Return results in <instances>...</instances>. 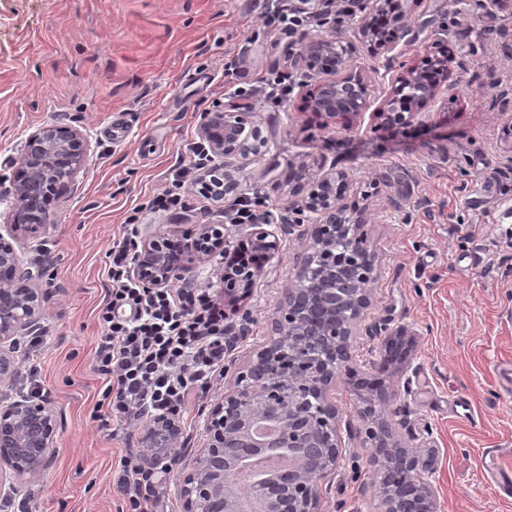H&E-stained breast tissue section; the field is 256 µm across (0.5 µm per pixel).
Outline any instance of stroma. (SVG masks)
Returning a JSON list of instances; mask_svg holds the SVG:
<instances>
[{"label": "stroma", "mask_w": 512, "mask_h": 512, "mask_svg": "<svg viewBox=\"0 0 512 512\" xmlns=\"http://www.w3.org/2000/svg\"><path fill=\"white\" fill-rule=\"evenodd\" d=\"M264 0H0V175L37 126L78 122L91 152L77 173L56 228L28 243L26 263L47 270L41 344L22 342L16 374L0 400L17 399L36 372L57 420L58 451L33 479L7 478L29 512H122L114 479L121 457L137 454L146 423L125 427L92 417L102 381L92 357L98 309L110 282L112 246L135 206L168 188L188 162L202 112L245 107L268 141L241 171L246 198H264L275 223H293L289 166H337L348 175V205L363 209L378 272L369 322L404 328L414 339L404 372L368 369L381 340L361 330L351 366L397 384L408 378L398 433L440 456L439 512H512L486 467L512 474V391L498 370L512 368V165L501 127L512 109V10L490 0H412L413 41L402 59L446 46L457 96L447 117L400 130L349 132L303 108V91L269 94L262 77L286 70L287 50L327 26L274 29ZM353 69L379 101L398 65L360 50ZM183 208L143 212L141 223L182 242L190 225L222 221L223 203L182 188ZM302 249L283 235L278 258L264 263L252 299L229 309L246 324L248 344L266 339L281 291ZM223 384L198 393L180 415L185 456L201 446V425ZM342 440L359 452L362 394L339 380L334 392ZM378 487L365 461H344L324 484V512H373Z\"/></svg>", "instance_id": "stroma-1"}]
</instances>
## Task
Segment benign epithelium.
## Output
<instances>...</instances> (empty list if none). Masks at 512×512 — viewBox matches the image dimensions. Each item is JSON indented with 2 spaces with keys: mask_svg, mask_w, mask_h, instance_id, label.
Returning a JSON list of instances; mask_svg holds the SVG:
<instances>
[{
  "mask_svg": "<svg viewBox=\"0 0 512 512\" xmlns=\"http://www.w3.org/2000/svg\"><path fill=\"white\" fill-rule=\"evenodd\" d=\"M390 0H374L354 39L334 25L325 35L305 36L288 54L299 85L314 83L310 107L348 130L370 117L380 129L406 128L430 119L425 108L448 113L453 101L448 72L454 60L427 55L405 64L377 106H372L369 82L352 72L356 45L395 57L402 40L412 33L408 0H400L390 15L391 35L375 24V16ZM411 88L415 94L408 95ZM245 112L218 107L202 113L199 146L209 157L200 174L203 189L210 173L224 177L214 197L219 202L242 198V161L259 146L241 138ZM90 151L80 126L55 122L37 127L19 148L12 179H0V203L11 200L9 220L0 225V383L16 371L14 350L19 337L30 332L44 313L45 294L39 288L41 269L20 258V244L39 239L56 227L54 216L64 202ZM300 178L314 180L305 199L293 202L296 223L287 232L309 238L297 257L294 273L281 292L267 340L247 352L234 367L224 397L209 410L202 425L203 443L194 457L172 459L182 429L175 414L155 418L141 436L142 462L151 469L162 462L176 467V487L182 512H320L322 484L336 475L343 448L338 411L332 396L338 375L352 359L353 337L372 304L376 258L368 245L365 215L350 210L339 187L348 177L332 168L318 175L311 165L298 164ZM315 215V225L304 214ZM247 239L264 261L279 256L282 240L270 217L246 225ZM231 251L226 224H193L182 250L157 232L139 236L128 267L131 280L144 288L163 287L176 276L193 271L196 261ZM259 264L225 267L224 301L237 304L253 294ZM247 327L231 325L224 336L225 352L246 341ZM411 343L404 332H385L381 360L407 364ZM376 402L359 411L357 431L368 465L379 471L389 462L406 482L378 492L377 512H438L435 448H414L397 435L394 387L379 383ZM57 421L47 404L23 397L0 404V468L17 476H35L56 453ZM276 451L288 457V469L241 487L235 476L258 463V456Z\"/></svg>",
  "mask_w": 512,
  "mask_h": 512,
  "instance_id": "obj_1",
  "label": "benign epithelium"
}]
</instances>
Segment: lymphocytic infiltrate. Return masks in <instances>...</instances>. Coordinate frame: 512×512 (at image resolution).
Returning a JSON list of instances; mask_svg holds the SVG:
<instances>
[{
    "label": "lymphocytic infiltrate",
    "mask_w": 512,
    "mask_h": 512,
    "mask_svg": "<svg viewBox=\"0 0 512 512\" xmlns=\"http://www.w3.org/2000/svg\"><path fill=\"white\" fill-rule=\"evenodd\" d=\"M134 241L112 248L111 287L99 312L102 334L93 366L104 385L101 404L117 424L179 413L224 375V308L184 280L143 288L127 276ZM115 485L130 512H163L164 478L121 458Z\"/></svg>",
    "instance_id": "1"
}]
</instances>
